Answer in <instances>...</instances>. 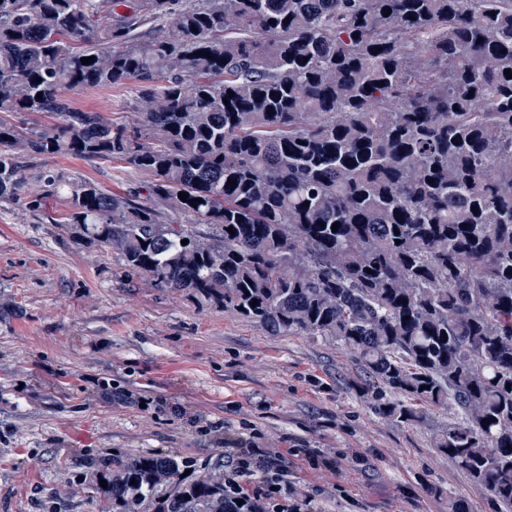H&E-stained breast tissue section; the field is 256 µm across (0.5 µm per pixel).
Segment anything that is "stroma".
<instances>
[{
  "label": "stroma",
  "mask_w": 512,
  "mask_h": 512,
  "mask_svg": "<svg viewBox=\"0 0 512 512\" xmlns=\"http://www.w3.org/2000/svg\"><path fill=\"white\" fill-rule=\"evenodd\" d=\"M71 107L135 124L127 89ZM27 194L65 170L123 196L144 178L118 162L21 156ZM59 197L0 202V512H97L102 461L178 454L232 469L256 443L289 456L309 512H448L487 493L438 456L429 428L394 425L360 398L363 371L336 345L270 332L188 292L144 285L67 221Z\"/></svg>",
  "instance_id": "obj_1"
}]
</instances>
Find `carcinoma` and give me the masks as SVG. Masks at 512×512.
Here are the masks:
<instances>
[{"label":"carcinoma","instance_id":"cac0c4a2","mask_svg":"<svg viewBox=\"0 0 512 512\" xmlns=\"http://www.w3.org/2000/svg\"><path fill=\"white\" fill-rule=\"evenodd\" d=\"M506 69L512 0H0V115L60 118L0 119V202L62 196L147 287L336 343L392 423L453 409L432 448L512 512ZM126 83L133 126L66 99ZM21 152L123 163L145 201L62 170L29 201ZM102 467L99 512L247 510L179 455ZM11 123L27 127L33 125H51L59 121V117L52 113H31V112H14L6 117Z\"/></svg>","mask_w":512,"mask_h":512}]
</instances>
